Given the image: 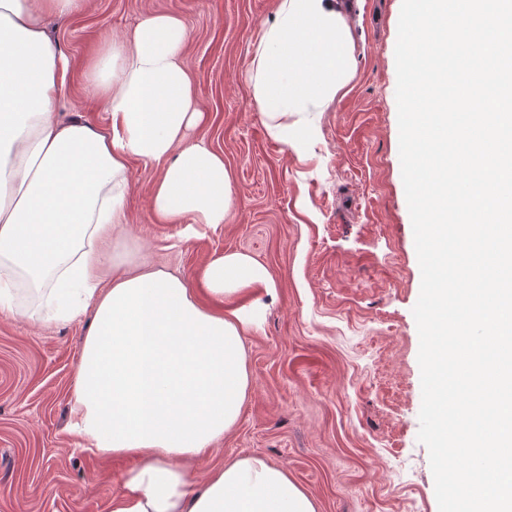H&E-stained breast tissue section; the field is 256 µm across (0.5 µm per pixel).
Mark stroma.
I'll return each instance as SVG.
<instances>
[{"instance_id":"1","label":"stroma","mask_w":512,"mask_h":512,"mask_svg":"<svg viewBox=\"0 0 512 512\" xmlns=\"http://www.w3.org/2000/svg\"><path fill=\"white\" fill-rule=\"evenodd\" d=\"M278 0H92L81 17L48 19L77 68L70 100L107 114L85 72L105 36L157 13L189 32L186 65L209 120L190 134L224 157L233 206L217 228L158 223L148 204L153 165L130 164L127 236L119 259L144 258L195 284L227 251L264 264L273 292L245 289L263 322L243 338L250 388L233 430L199 459L204 478L225 461L260 456L287 469L317 512H438L425 445L419 335L421 271L399 155L395 48L402 0H342L353 41L349 83L300 148L273 135L246 74ZM93 318L41 326L0 313V512H110L134 458L104 462L68 430L69 396Z\"/></svg>"}]
</instances>
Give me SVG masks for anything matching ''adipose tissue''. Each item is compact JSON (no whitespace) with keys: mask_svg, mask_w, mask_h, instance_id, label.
Masks as SVG:
<instances>
[{"mask_svg":"<svg viewBox=\"0 0 512 512\" xmlns=\"http://www.w3.org/2000/svg\"><path fill=\"white\" fill-rule=\"evenodd\" d=\"M90 0H0V310L43 324L94 317L70 393V427L96 456H133L111 512H317L285 468L242 457L194 475L202 451L231 431L250 378L242 336L262 308L225 309L271 288L266 266L228 251L198 288L144 261L116 263L129 163L153 165L150 203L163 224H222L231 206L224 158L186 144L206 118L185 65L183 21L157 14L110 37L89 74L109 123L70 111L73 60L47 16ZM352 38L339 0H279L247 80L288 134L289 113L322 111L348 81ZM35 296L19 308L16 279Z\"/></svg>","mask_w":512,"mask_h":512,"instance_id":"obj_1","label":"adipose tissue"}]
</instances>
